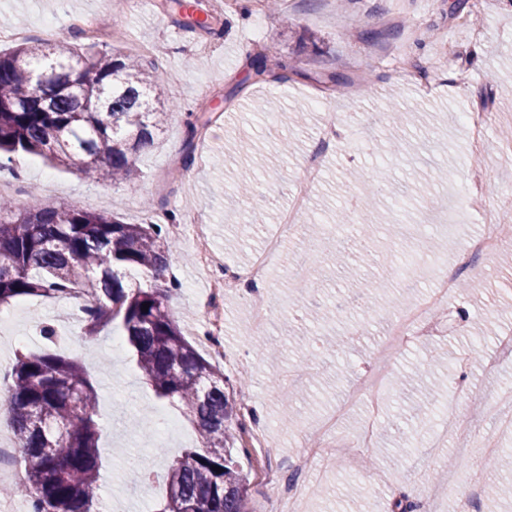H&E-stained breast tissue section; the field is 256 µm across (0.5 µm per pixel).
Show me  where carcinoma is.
I'll return each mask as SVG.
<instances>
[{
    "instance_id": "cac0c4a2",
    "label": "carcinoma",
    "mask_w": 512,
    "mask_h": 512,
    "mask_svg": "<svg viewBox=\"0 0 512 512\" xmlns=\"http://www.w3.org/2000/svg\"><path fill=\"white\" fill-rule=\"evenodd\" d=\"M160 82L135 56L93 44L22 42L0 51V156L40 157L87 178L130 182L175 108L159 98L150 103ZM171 254L164 224H129L35 199L20 209L0 196V305L84 298V334L121 327L142 379L195 425L199 446L171 459L154 512L188 503L197 512H246L248 484L233 458L239 410L224 372L182 335L169 309L175 282L163 283ZM132 272L140 276L134 285L126 281ZM5 395L27 471L13 494L28 499L31 512H96L97 394L83 366L51 350L19 354Z\"/></svg>"
}]
</instances>
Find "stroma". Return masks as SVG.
<instances>
[{
  "label": "stroma",
  "instance_id": "35a3bbf8",
  "mask_svg": "<svg viewBox=\"0 0 512 512\" xmlns=\"http://www.w3.org/2000/svg\"><path fill=\"white\" fill-rule=\"evenodd\" d=\"M166 0H0V29L23 19L28 40L74 43V31L96 23L91 42L102 50L130 53L161 44L146 64L162 75L160 90L175 110L162 139L138 161L139 176L112 185L88 181L75 169L40 158L19 157L13 197L73 204L126 222H164L166 213L194 215V230L173 242L170 270L180 288L171 311L183 333L200 344L210 314L224 320V359L219 367L235 382V401L256 409L267 431L268 459L291 477L307 432L318 427L365 368L384 364L390 375L385 418L400 431L379 428L357 456L307 477L309 495L301 512H390L406 496L415 512H512V464L494 470L490 483L506 496L471 494L462 477L481 452L480 438L494 432L490 408L512 414L501 395L512 390V361L488 366L498 338L512 328V235L502 248L479 259L462 275L456 297L436 314L439 335L414 343L396 361L378 353L390 317L416 303L430 286L435 263L451 264L454 252L483 222L481 208L512 196V152L503 150V128L512 127V0H282L279 10L263 0H195L212 15L207 29L186 26L165 9ZM374 31L364 39V31ZM312 41L302 40V33ZM480 58H473V48ZM286 79L259 81L249 72L256 53ZM427 70L428 84L406 78L399 60ZM361 81L362 96H347L343 79ZM207 107L208 124L186 135L190 115ZM300 112V126L283 114ZM490 112L481 156L461 116ZM337 117L341 136L325 155V166L299 222L297 237L285 239L269 263L266 294L273 318L259 334L241 290L216 295L199 268V245L222 254L225 263L247 265L274 233L287 210L306 157L319 148L318 135ZM370 180L383 171L371 195L344 190L345 171ZM358 204L363 222L376 225L372 259L354 238L324 243L308 224L336 223L344 208ZM350 255L357 276L342 280L337 253ZM311 262L307 280L296 279L297 260ZM345 307L344 321L323 315ZM55 330L46 342L42 326ZM117 327L89 338L81 333L77 307L58 297H27L0 306V386L17 353L46 347L77 360L96 387L101 425L100 508L149 512L166 488V456L196 444L197 432L179 411L159 401L139 376L127 348L113 349ZM484 337L481 356L471 340ZM329 342L316 357L306 344ZM443 359L429 366L433 353ZM462 381L457 406L474 421L478 435L461 441L447 429V444L431 447L448 390L431 378ZM138 456L149 481H133L127 468ZM246 474L248 512H275L271 489L257 474L252 450L237 453Z\"/></svg>",
  "mask_w": 512,
  "mask_h": 512
}]
</instances>
